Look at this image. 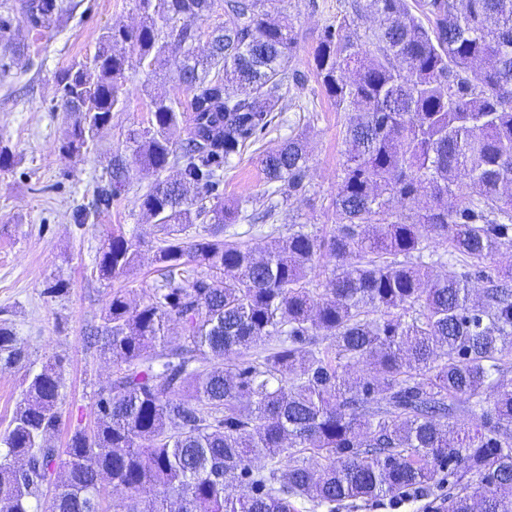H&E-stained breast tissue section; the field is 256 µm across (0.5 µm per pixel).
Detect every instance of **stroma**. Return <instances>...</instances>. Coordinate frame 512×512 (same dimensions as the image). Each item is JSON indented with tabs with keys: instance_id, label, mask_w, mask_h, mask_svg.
<instances>
[{
	"instance_id": "1",
	"label": "stroma",
	"mask_w": 512,
	"mask_h": 512,
	"mask_svg": "<svg viewBox=\"0 0 512 512\" xmlns=\"http://www.w3.org/2000/svg\"><path fill=\"white\" fill-rule=\"evenodd\" d=\"M74 10L55 26L35 30L18 9V0H0V13L13 17L12 35L20 52L0 47V147L15 156L0 168V326L9 327L26 353L24 362L0 360V434L8 430L13 412L27 387L28 368L59 360L63 364L61 425L50 439L64 447L70 430L92 428L98 393L109 386L115 369L84 338L98 324L101 310L114 290H123L130 304L145 300L158 281L155 246L160 231L139 197L151 175L134 177L120 198L105 199L115 155L131 158L127 134L146 127L155 93L188 101L176 74L179 51H171L163 71L148 72L138 63L127 71L125 94L110 123L79 157L61 149L69 120L55 94L53 74L61 67L88 61L104 29L135 28L143 20L138 0H71ZM344 0H273L271 15L287 13L297 33L296 68L304 84L289 85L294 104L282 115L272 140L305 134L310 157L309 190L278 209L273 224H237L241 240L266 250L277 231L305 224L329 234L336 220L334 199L340 180L344 116L336 111L321 86L311 78L313 53L321 30L343 13ZM265 142L251 146L224 170L220 193L230 201L263 194L266 184L259 164ZM89 219L78 223V211ZM139 236L144 245L136 267L113 280L92 278L95 260L113 230ZM57 295H50L51 287ZM448 489L432 495H406L344 501L335 508L316 507L306 500L298 512H444Z\"/></svg>"
}]
</instances>
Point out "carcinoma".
Masks as SVG:
<instances>
[{
    "label": "carcinoma",
    "mask_w": 512,
    "mask_h": 512,
    "mask_svg": "<svg viewBox=\"0 0 512 512\" xmlns=\"http://www.w3.org/2000/svg\"><path fill=\"white\" fill-rule=\"evenodd\" d=\"M268 3L225 0L227 20L203 64L192 25L212 0H139L142 25L108 29L90 61L54 74L74 115L62 144L72 155L122 100L125 44L154 70L171 47L182 50L177 81L191 116L178 136L179 103L156 95L148 126L129 134L134 164L154 176L141 206L163 234L161 284L134 307L112 292L87 336L116 368L95 402V427L74 429L63 448L48 445L61 424L62 361L29 371L0 437V512H33L56 466L64 478L49 512H101L103 475L125 492L117 512H173L175 500L179 512H297L301 497L327 506L419 497L445 481L456 489L448 512H512V388L496 379L512 355V268L485 272L512 245V0L348 3L314 56L346 118L336 228L320 236L293 224L257 256L228 230L273 219L307 192L309 171L296 134L263 151L270 188L261 196L219 198L224 167L277 126L288 82L304 81L292 67L294 27L286 15L271 19ZM19 10L48 28L71 4L20 0ZM352 15L374 24L357 31ZM170 169L176 176L162 177ZM130 184L119 159L109 195ZM192 187L214 202L192 209ZM395 202L411 214L394 212ZM432 238L482 273L479 295L466 277L429 278ZM140 247L138 236L112 233L98 278L124 274ZM322 257L333 267L317 293L309 274ZM171 321L180 335H168ZM3 353L24 358L1 326ZM359 362L374 371L350 376ZM481 394L491 407L460 418ZM305 450L319 468L298 461ZM146 489L154 497L144 504Z\"/></svg>",
    "instance_id": "1"
}]
</instances>
